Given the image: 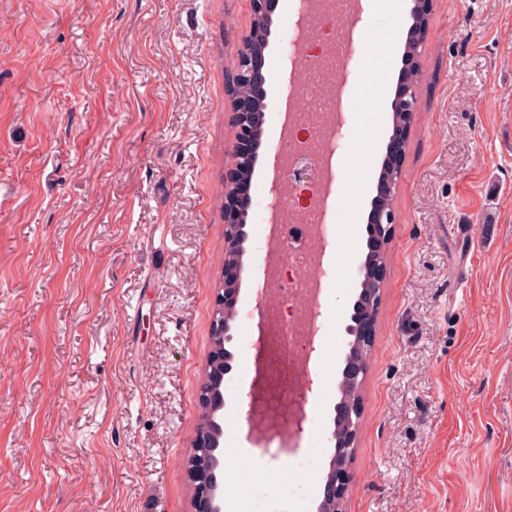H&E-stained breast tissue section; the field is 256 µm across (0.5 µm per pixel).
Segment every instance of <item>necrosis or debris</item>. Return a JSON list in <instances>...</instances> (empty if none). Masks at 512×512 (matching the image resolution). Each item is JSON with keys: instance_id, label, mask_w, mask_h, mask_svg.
Segmentation results:
<instances>
[{"instance_id": "obj_1", "label": "necrosis or debris", "mask_w": 512, "mask_h": 512, "mask_svg": "<svg viewBox=\"0 0 512 512\" xmlns=\"http://www.w3.org/2000/svg\"><path fill=\"white\" fill-rule=\"evenodd\" d=\"M297 4L286 98L294 126L278 135L281 190L259 213L264 224L278 217L288 236V253L276 264L261 265L265 290L276 301L266 309L268 364L249 414V430L258 438L283 434L296 438L311 418L310 409L297 396L298 373L310 344V304L319 299L324 286L322 243L328 238V200L335 194L338 177V80L347 63L343 38L357 10L356 0H297ZM301 155L313 170L312 199L304 206L298 202L297 184L289 178ZM296 293L302 300L294 308L278 304V297Z\"/></svg>"}]
</instances>
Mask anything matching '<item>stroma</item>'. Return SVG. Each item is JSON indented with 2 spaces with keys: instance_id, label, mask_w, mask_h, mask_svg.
Wrapping results in <instances>:
<instances>
[{
  "instance_id": "35a3bbf8",
  "label": "stroma",
  "mask_w": 512,
  "mask_h": 512,
  "mask_svg": "<svg viewBox=\"0 0 512 512\" xmlns=\"http://www.w3.org/2000/svg\"><path fill=\"white\" fill-rule=\"evenodd\" d=\"M280 0L252 198L275 193ZM411 0L373 7L344 87L301 477L244 461L265 225L224 378V501L317 512ZM249 0H0V512H190L224 277L226 84ZM345 512H512V0H433ZM471 232H462V225Z\"/></svg>"
}]
</instances>
